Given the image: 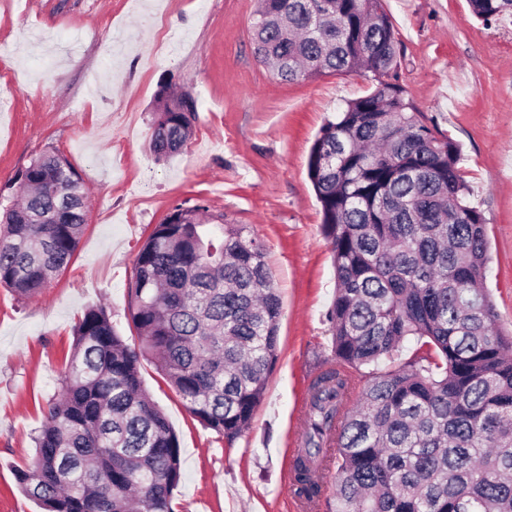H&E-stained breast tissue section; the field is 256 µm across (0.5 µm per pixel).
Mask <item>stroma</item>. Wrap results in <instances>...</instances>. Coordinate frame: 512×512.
I'll return each mask as SVG.
<instances>
[{
	"label": "stroma",
	"mask_w": 512,
	"mask_h": 512,
	"mask_svg": "<svg viewBox=\"0 0 512 512\" xmlns=\"http://www.w3.org/2000/svg\"><path fill=\"white\" fill-rule=\"evenodd\" d=\"M257 0H0V198L44 151L66 157L88 191L87 228L42 294L0 286V512H40L15 470L31 458L60 388L72 328L105 304L127 341L139 249L172 208L204 203L266 250L282 302L279 355L250 428L234 444L187 411L154 363L140 374L179 437L175 512H304L290 484L302 410L331 354L335 292L311 146L346 103L375 87L361 73L292 83L257 60ZM399 73L428 123L461 146L467 201L487 220L486 284L512 332V18L476 19L467 0H383ZM187 90L194 134L164 161L149 149L160 83Z\"/></svg>",
	"instance_id": "stroma-1"
}]
</instances>
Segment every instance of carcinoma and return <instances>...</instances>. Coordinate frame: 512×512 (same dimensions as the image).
<instances>
[{
    "instance_id": "obj_1",
    "label": "carcinoma",
    "mask_w": 512,
    "mask_h": 512,
    "mask_svg": "<svg viewBox=\"0 0 512 512\" xmlns=\"http://www.w3.org/2000/svg\"><path fill=\"white\" fill-rule=\"evenodd\" d=\"M469 5L486 24L512 16V0ZM252 37L284 81L376 82L323 125L308 159L336 293L329 366L291 468L305 507L316 509L327 471L331 512H512V336L497 329L485 285L486 218L466 201L460 145L399 83L382 0H259ZM169 97L181 110L156 112L159 159L181 150L196 119L188 92L161 84L158 102ZM19 194L0 214V286L31 298L73 259L87 195L54 151L25 169ZM207 212L179 205L144 241L128 287L138 346L102 304L74 325L35 455L16 469L42 512H173L181 450L142 386L143 358L227 444L249 429L278 359L282 303L262 242L237 224L210 230Z\"/></svg>"
}]
</instances>
